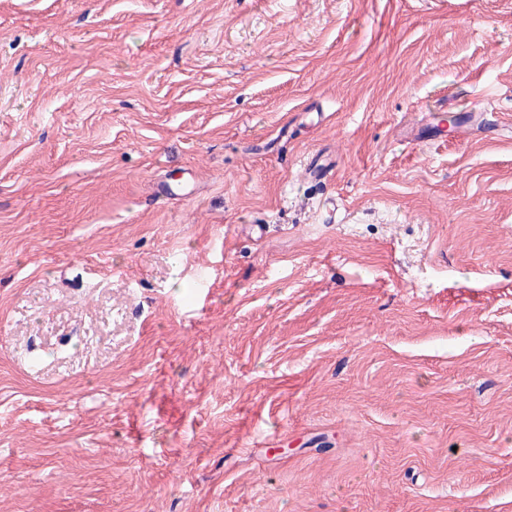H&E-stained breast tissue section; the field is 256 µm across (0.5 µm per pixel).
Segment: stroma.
I'll return each instance as SVG.
<instances>
[{"instance_id": "obj_1", "label": "stroma", "mask_w": 512, "mask_h": 512, "mask_svg": "<svg viewBox=\"0 0 512 512\" xmlns=\"http://www.w3.org/2000/svg\"><path fill=\"white\" fill-rule=\"evenodd\" d=\"M0 512H512V0H0Z\"/></svg>"}]
</instances>
